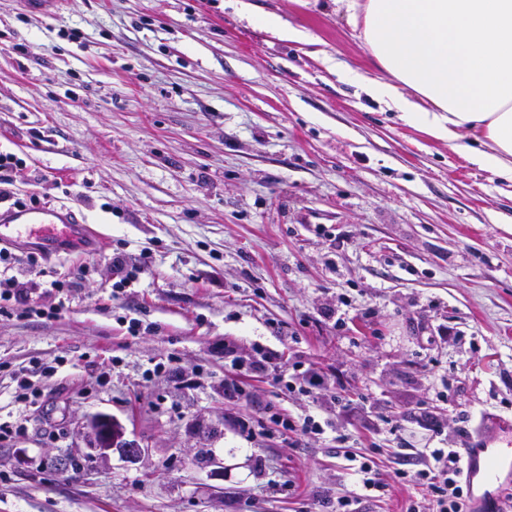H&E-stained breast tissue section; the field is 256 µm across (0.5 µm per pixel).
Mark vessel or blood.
Returning <instances> with one entry per match:
<instances>
[{"instance_id":"obj_1","label":"vessel or blood","mask_w":512,"mask_h":512,"mask_svg":"<svg viewBox=\"0 0 512 512\" xmlns=\"http://www.w3.org/2000/svg\"><path fill=\"white\" fill-rule=\"evenodd\" d=\"M37 238L45 252L55 253L65 243L86 239L84 225L76 223L64 210L41 206L0 214V243L20 240L22 236ZM491 429L499 434L497 446L481 443L463 451L465 481L473 500L485 512H498L499 499L490 488L502 472H512V422L492 420Z\"/></svg>"}]
</instances>
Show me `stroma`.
<instances>
[{
	"label": "stroma",
	"mask_w": 512,
	"mask_h": 512,
	"mask_svg": "<svg viewBox=\"0 0 512 512\" xmlns=\"http://www.w3.org/2000/svg\"><path fill=\"white\" fill-rule=\"evenodd\" d=\"M344 68L383 77L333 0H0L12 190L106 239L33 266L34 241L9 245L31 295L0 314V423L22 427L0 512H336L355 448L389 485L360 512H401L423 495L397 476L412 448L512 419V182ZM116 251L146 264L117 294ZM263 352L353 413L252 371ZM100 414L140 458L87 448ZM308 415L322 434L288 429Z\"/></svg>",
	"instance_id": "obj_1"
}]
</instances>
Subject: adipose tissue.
I'll return each instance as SVG.
<instances>
[{"label":"adipose tissue","mask_w":512,"mask_h":512,"mask_svg":"<svg viewBox=\"0 0 512 512\" xmlns=\"http://www.w3.org/2000/svg\"><path fill=\"white\" fill-rule=\"evenodd\" d=\"M385 77L345 72L400 119L512 181V0H335Z\"/></svg>","instance_id":"ef3b65f1"}]
</instances>
